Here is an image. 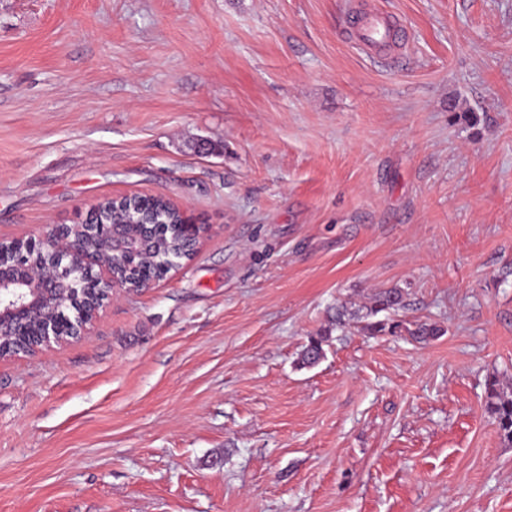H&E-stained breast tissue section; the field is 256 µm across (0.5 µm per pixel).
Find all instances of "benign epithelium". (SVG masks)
Listing matches in <instances>:
<instances>
[{
  "label": "benign epithelium",
  "instance_id": "7a95c632",
  "mask_svg": "<svg viewBox=\"0 0 512 512\" xmlns=\"http://www.w3.org/2000/svg\"><path fill=\"white\" fill-rule=\"evenodd\" d=\"M181 231L188 242L187 256H192L199 243L202 228L185 214H180ZM78 228L86 229L98 238L107 257L86 253L81 238L74 235H59V226L54 225L37 238L21 240L25 250L45 251L54 257L60 266L56 271L39 272L4 258L0 250V346L3 343L25 336L36 337V342L23 349L1 350L0 359L21 353L32 355L52 343H62L86 334L100 311L112 302L114 291L123 288L135 291L146 288L157 280L147 273L131 277L125 272V254L152 242L153 225L143 224L139 238L133 239L127 225L112 222L109 201L97 203L91 215ZM93 274L91 303L83 304L80 317L66 323L55 319L57 302L64 289L75 290L85 273Z\"/></svg>",
  "mask_w": 512,
  "mask_h": 512
}]
</instances>
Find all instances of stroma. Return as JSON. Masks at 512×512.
Here are the masks:
<instances>
[{"instance_id":"1","label":"stroma","mask_w":512,"mask_h":512,"mask_svg":"<svg viewBox=\"0 0 512 512\" xmlns=\"http://www.w3.org/2000/svg\"><path fill=\"white\" fill-rule=\"evenodd\" d=\"M0 0V238L163 198L204 232L0 360V512H512V0ZM398 288L421 345L331 330ZM391 18L379 12L367 14L359 24L349 28L356 44L370 52H377L391 43L404 47L408 42L407 28ZM331 338V329H325L315 336H309L307 343L304 345L300 361L304 366H312L317 364L325 354V346H328ZM486 407L494 416L500 432L512 442V395L505 394L495 378L487 383Z\"/></svg>"}]
</instances>
